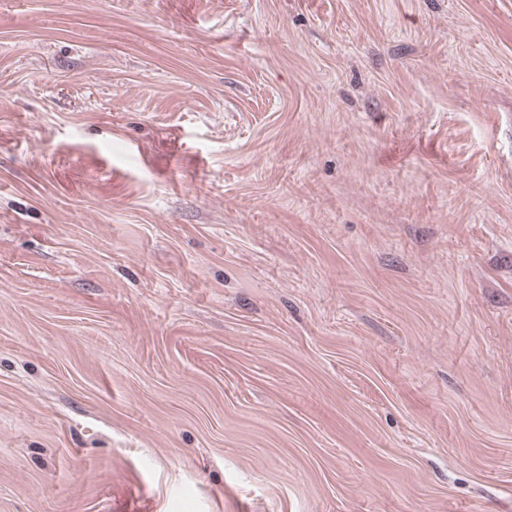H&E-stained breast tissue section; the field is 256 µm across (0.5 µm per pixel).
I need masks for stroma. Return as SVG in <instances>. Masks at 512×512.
Segmentation results:
<instances>
[{
    "label": "stroma",
    "instance_id": "obj_1",
    "mask_svg": "<svg viewBox=\"0 0 512 512\" xmlns=\"http://www.w3.org/2000/svg\"><path fill=\"white\" fill-rule=\"evenodd\" d=\"M0 512H512V0H0Z\"/></svg>",
    "mask_w": 512,
    "mask_h": 512
}]
</instances>
